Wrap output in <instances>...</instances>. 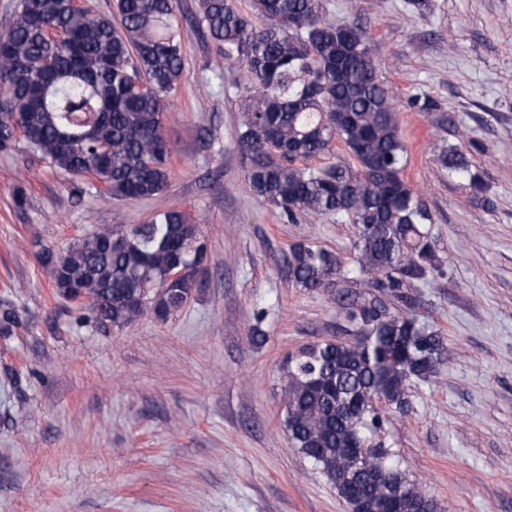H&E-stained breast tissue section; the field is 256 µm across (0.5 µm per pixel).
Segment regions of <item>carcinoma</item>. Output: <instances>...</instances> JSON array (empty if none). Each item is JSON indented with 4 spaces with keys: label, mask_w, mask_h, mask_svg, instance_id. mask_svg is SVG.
Listing matches in <instances>:
<instances>
[{
    "label": "carcinoma",
    "mask_w": 512,
    "mask_h": 512,
    "mask_svg": "<svg viewBox=\"0 0 512 512\" xmlns=\"http://www.w3.org/2000/svg\"><path fill=\"white\" fill-rule=\"evenodd\" d=\"M112 18L69 0H18L0 34V150L10 151L12 113L27 149L64 176L92 174L116 201L149 199L168 184L163 135L166 97L184 71L174 0H116ZM250 19L234 0H200L198 24L215 50L214 67L240 71L246 83L238 145L251 191L288 219L336 218L355 228L354 253L296 244L288 273L306 290L338 289L339 330L288 357L281 385L283 425L292 447L334 488L357 485L371 499L386 489L409 495L413 512H440L434 499L394 465L382 439L383 397L398 410L415 381L426 382L447 354L445 338L418 319L419 288L443 270L433 214L403 178L407 147L391 96L379 80L373 43L355 23L330 19L324 0H252ZM259 20L257 26L254 20ZM60 29L69 49L46 37ZM353 161L321 166L335 144ZM448 175L466 182L487 210L481 172L456 145L435 154ZM125 248L112 247L117 235ZM200 227L169 208L123 232L84 234L59 252H41L56 293L82 298L84 318L118 330L152 315L166 320L203 285ZM369 440V459L351 445Z\"/></svg>",
    "instance_id": "obj_1"
}]
</instances>
